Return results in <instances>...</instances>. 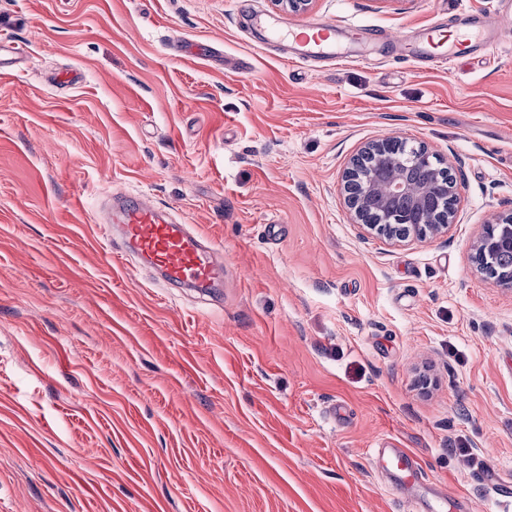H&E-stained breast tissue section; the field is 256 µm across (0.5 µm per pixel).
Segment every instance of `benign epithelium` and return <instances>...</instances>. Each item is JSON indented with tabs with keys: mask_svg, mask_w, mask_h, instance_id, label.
I'll list each match as a JSON object with an SVG mask.
<instances>
[{
	"mask_svg": "<svg viewBox=\"0 0 512 512\" xmlns=\"http://www.w3.org/2000/svg\"><path fill=\"white\" fill-rule=\"evenodd\" d=\"M358 162L359 158H353L344 174L348 203L357 222H362L359 207L371 199L378 198L387 204L394 198L404 197L409 203L408 212L392 213L384 224L363 225L367 233L389 242H404L408 239L422 240L445 234L454 224L455 208L435 209L430 206V198L440 187L449 196L456 197V183L442 186L437 180L413 187L401 176L385 181L371 173L359 177ZM510 243L512 244V213L493 224L484 225L473 245L474 261L478 270L486 273L485 265L489 264L491 253Z\"/></svg>",
	"mask_w": 512,
	"mask_h": 512,
	"instance_id": "1",
	"label": "benign epithelium"
}]
</instances>
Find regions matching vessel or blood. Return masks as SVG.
Here are the masks:
<instances>
[{"label": "vessel or blood", "instance_id": "obj_1", "mask_svg": "<svg viewBox=\"0 0 512 512\" xmlns=\"http://www.w3.org/2000/svg\"><path fill=\"white\" fill-rule=\"evenodd\" d=\"M512 18V0H496L492 11L471 16L470 31L459 41L444 44L427 38L429 54L443 61L447 57H461L477 52L492 55L503 37V20ZM267 37L273 41L291 40L296 47V59L326 58L341 61L338 53V32L327 21L311 26V34H291L287 22L266 23ZM113 224L100 225L104 237L119 234L121 244L114 247L111 259L126 263L136 256L141 264L154 267L163 281L170 286L191 284L200 291L218 287L224 282V264L219 261L220 249L187 225L177 224L164 215L155 199L146 193L113 196ZM388 461L384 467L385 485L400 489L414 485L420 475L410 458L398 448L386 449Z\"/></svg>", "mask_w": 512, "mask_h": 512}]
</instances>
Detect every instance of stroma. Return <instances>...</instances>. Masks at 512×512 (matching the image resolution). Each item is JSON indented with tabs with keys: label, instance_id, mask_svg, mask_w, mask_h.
Wrapping results in <instances>:
<instances>
[{
	"label": "stroma",
	"instance_id": "1",
	"mask_svg": "<svg viewBox=\"0 0 512 512\" xmlns=\"http://www.w3.org/2000/svg\"><path fill=\"white\" fill-rule=\"evenodd\" d=\"M494 0H312L285 15L399 39ZM272 0H0V512H501L512 482V289L476 270L512 213V38L338 66L260 39ZM82 72L72 87L52 77ZM398 137L453 161L447 235L362 234L342 176ZM142 191L224 248L211 296L104 256ZM276 225L267 234L266 225ZM430 367L436 383L416 385ZM424 483L377 476L380 440ZM510 243L512 244V213L502 216L494 224H485L473 245L474 261L478 270L487 276L484 265H489L491 253Z\"/></svg>",
	"mask_w": 512,
	"mask_h": 512
}]
</instances>
